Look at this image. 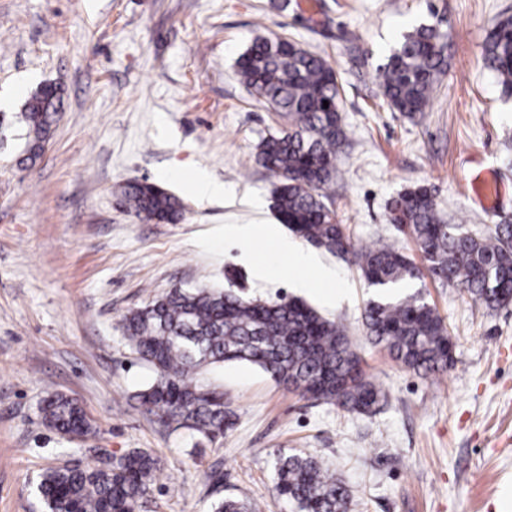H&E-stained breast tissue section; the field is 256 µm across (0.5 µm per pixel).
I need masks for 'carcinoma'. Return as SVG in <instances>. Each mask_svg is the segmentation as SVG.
<instances>
[{
	"mask_svg": "<svg viewBox=\"0 0 512 512\" xmlns=\"http://www.w3.org/2000/svg\"><path fill=\"white\" fill-rule=\"evenodd\" d=\"M448 34L421 24L407 33L377 67L378 91L394 112L427 111L440 75L448 68ZM483 66L504 91L512 92V16H497L482 47ZM237 73L268 109L288 120V132L270 135L256 158L277 180L274 209L288 229L327 251L347 256L376 293L364 308L370 341L388 350L401 366L423 376L448 369L450 332L437 310L418 293L397 296L420 277L399 247L381 242L357 249L326 205L336 177V160L346 142L341 87L335 69L321 56L286 37L259 36L238 56ZM328 107H323V102ZM63 106L59 86L40 85L27 98L17 123L33 162ZM124 204L144 220L180 219L179 197L149 182L119 186ZM391 221L410 228L436 279L496 309L512 297V224H496L472 236L437 216L425 187L408 189L389 206ZM124 336L155 370L153 380L134 394L139 405L161 421L214 440L233 425L224 392L202 386L198 374L224 363L255 366L302 397L359 414H374L388 393L374 377L352 372L354 347L343 325L300 300L266 303L219 288H173L121 320ZM50 429L68 436L88 434L92 424L82 407L62 395L41 408ZM158 460L135 448L93 464L64 463L41 474L37 492L46 512H137L151 490ZM275 491L296 512H348L350 491L316 457L300 452L275 463ZM214 512H254L252 505L226 497Z\"/></svg>",
	"mask_w": 512,
	"mask_h": 512,
	"instance_id": "cac0c4a2",
	"label": "carcinoma"
}]
</instances>
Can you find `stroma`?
<instances>
[{
	"label": "stroma",
	"instance_id": "stroma-1",
	"mask_svg": "<svg viewBox=\"0 0 512 512\" xmlns=\"http://www.w3.org/2000/svg\"><path fill=\"white\" fill-rule=\"evenodd\" d=\"M512 0H0V512H44L45 469L149 451L160 469L141 512H211L234 496L291 512L274 489L277 455L318 458L350 489L348 512H496L512 494V305L487 309L455 286L414 281L445 319L453 364L435 377L398 365L362 324L372 295L344 258L303 243L334 282L283 271L277 180L257 145L287 130L235 61L278 34L322 55L344 89L347 133L328 192L355 246L385 237L421 254L389 217L427 186L446 223L480 234L512 222V95L480 65L485 22ZM441 22L448 69L427 112L391 111L376 68L405 33ZM60 84L63 110L35 165H17L15 117L31 91ZM222 184L201 197L196 176ZM148 181L184 203L147 221L116 190ZM216 285L298 298L341 321L387 402L372 415L308 399L261 370L227 364L234 426L195 441L139 406L154 376L121 331L129 310L172 288ZM53 393L95 431L72 441L41 422Z\"/></svg>",
	"mask_w": 512,
	"mask_h": 512
}]
</instances>
